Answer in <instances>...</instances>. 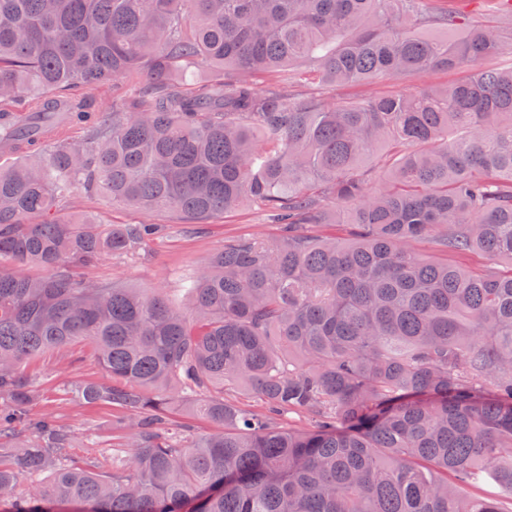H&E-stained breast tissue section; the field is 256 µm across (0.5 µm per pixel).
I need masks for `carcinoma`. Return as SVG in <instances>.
<instances>
[{
	"instance_id": "carcinoma-1",
	"label": "carcinoma",
	"mask_w": 512,
	"mask_h": 512,
	"mask_svg": "<svg viewBox=\"0 0 512 512\" xmlns=\"http://www.w3.org/2000/svg\"><path fill=\"white\" fill-rule=\"evenodd\" d=\"M0 0V499L10 512H512V67L493 24L455 0ZM467 71L445 87L328 104L290 89ZM223 74L189 87L184 69ZM141 73L138 95L118 85ZM256 73L280 84L257 89ZM112 87L110 115L72 93ZM70 93L49 97L48 88ZM273 146L260 154L258 139ZM191 221L243 204L284 225L224 242L159 289L77 270L152 235L149 224L54 220L78 185ZM305 224H346L313 238ZM81 343L105 373L79 402L118 408L129 430L112 471L69 465L68 432L29 418L23 363ZM196 405L216 430L168 417ZM302 413L311 430L278 418ZM52 476L15 496L23 479Z\"/></svg>"
}]
</instances>
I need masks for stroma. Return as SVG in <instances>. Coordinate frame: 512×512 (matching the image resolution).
<instances>
[{
	"label": "stroma",
	"mask_w": 512,
	"mask_h": 512,
	"mask_svg": "<svg viewBox=\"0 0 512 512\" xmlns=\"http://www.w3.org/2000/svg\"><path fill=\"white\" fill-rule=\"evenodd\" d=\"M457 78L454 72L435 71L415 80L395 77L325 86L318 93L325 102L338 104L373 94H399L418 84L443 85ZM64 210L70 216L89 215L102 223L161 225L160 236L131 252L104 257L87 269L84 277L159 288L176 298L181 295L184 277L201 270L226 240L275 239L280 234L270 213L257 206L231 211L217 221L190 222L165 209L146 213L79 188ZM25 369L36 378L33 398L26 407L29 417L48 415L68 430L70 440L64 455L69 464L82 467L93 461L101 470H108L109 449L123 447L125 442L124 432L113 426L118 410L108 404H76L68 392L73 385L104 378L90 347L47 352L29 361Z\"/></svg>",
	"instance_id": "35a3bbf8"
}]
</instances>
